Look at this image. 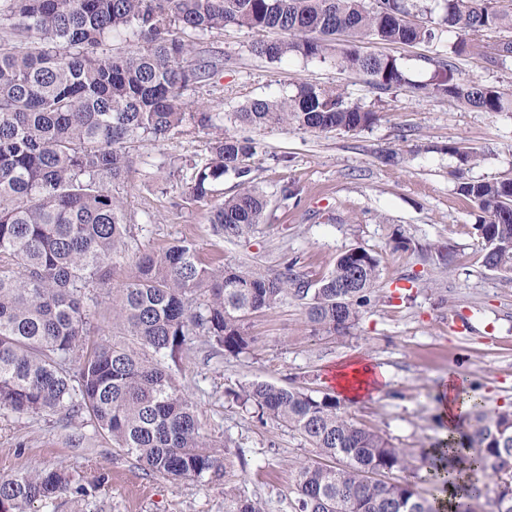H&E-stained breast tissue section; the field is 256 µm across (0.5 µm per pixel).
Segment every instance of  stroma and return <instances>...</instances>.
<instances>
[{
    "instance_id": "obj_1",
    "label": "stroma",
    "mask_w": 512,
    "mask_h": 512,
    "mask_svg": "<svg viewBox=\"0 0 512 512\" xmlns=\"http://www.w3.org/2000/svg\"><path fill=\"white\" fill-rule=\"evenodd\" d=\"M256 32L231 27L204 37L206 53L223 56V71L208 92H188L227 113L251 98H274L309 83L331 86L379 115L357 133H314L293 127H236L238 136L260 140L263 155L249 162L254 184L267 192L265 224L246 240L215 236L208 223L211 201L185 204L178 178L162 182L164 159L182 165L208 154L210 134H194L131 149L133 169L123 187L130 218L128 250L112 269L118 284L134 271L136 257L188 239L209 265L247 263L276 272L282 257L296 258L309 280L331 271L350 248L371 250L380 260V301L344 336L312 335L301 302L254 315L244 353H214L197 336L168 366L178 387L196 404L203 433L222 467L200 478L145 473L115 448L88 414L47 411L20 416L0 410V478L23 470L65 467L78 485L57 512H224L226 495L258 499L267 512H292L288 490L310 448L286 426L260 421L253 409L226 393L252 380L331 392L329 371L361 354L385 371L376 397L347 405L360 425L385 433L411 465L404 476L421 497L434 499L422 454L441 439L438 387L448 372L462 373L487 408L512 404V276L487 270L473 229L475 210L455 190V157L446 146L461 143L481 153L472 169L479 179L512 178V112H479L457 102L402 87L379 91L363 72L291 53L271 62L252 54ZM512 32L492 28L456 63L463 75L512 96V58L490 66L484 54ZM363 52L391 56L411 80L429 71L424 43H365ZM400 161L385 163L386 151ZM298 189L286 200L282 186ZM410 249L397 252V237ZM456 255L446 267L435 245Z\"/></svg>"
}]
</instances>
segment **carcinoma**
<instances>
[{
    "instance_id": "obj_1",
    "label": "carcinoma",
    "mask_w": 512,
    "mask_h": 512,
    "mask_svg": "<svg viewBox=\"0 0 512 512\" xmlns=\"http://www.w3.org/2000/svg\"><path fill=\"white\" fill-rule=\"evenodd\" d=\"M425 16L418 24L412 12ZM0 410L18 415L87 411L116 447L148 473L202 477L220 469L207 451L195 404L176 385L165 359L204 335L231 355L248 349V322L289 298L305 301L315 336L349 333L377 301L378 257L350 248L310 283L297 261L269 274L258 267H209L195 243L183 240L140 254L135 271L112 291V335L100 333L91 288L105 285L125 252L128 231L120 188L132 169L136 142H166L210 130L205 161L182 174V195L207 200L228 174L240 191L209 215L224 239L247 238L263 222L267 195L249 179L247 160L264 152L255 139L224 128L210 107L188 103L187 90L212 84L224 58L197 50L227 27L273 32L250 51L270 62L290 53L337 62L371 77L379 90L407 86L479 112H512L495 87L456 76L454 57L489 28L512 30L505 0H5L0 7ZM122 39L115 51L109 42ZM377 39L448 43V55L425 57L434 67L410 80L397 59L362 54ZM252 127L358 132L377 113L351 103L334 87L298 84L277 99L253 98L232 112ZM456 191L485 214L474 225L483 266L512 273V179L465 176L481 161L462 145ZM259 418L287 426L315 450L290 489L292 512H431L407 480L367 481L408 468L405 449L354 421L336 395L250 381L227 389ZM430 471L482 473L492 485L454 486L457 509L493 492V512H512V409L490 410L473 398L466 427L425 456ZM63 469L19 472L0 481V512L45 507L72 488ZM224 512H264L261 502L227 497Z\"/></svg>"
}]
</instances>
